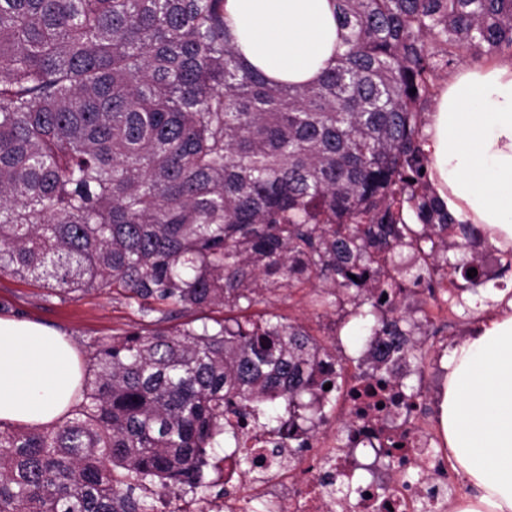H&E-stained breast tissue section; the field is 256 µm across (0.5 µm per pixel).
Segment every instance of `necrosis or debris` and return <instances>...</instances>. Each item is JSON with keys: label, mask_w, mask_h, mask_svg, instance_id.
I'll return each instance as SVG.
<instances>
[{"label": "necrosis or debris", "mask_w": 512, "mask_h": 512, "mask_svg": "<svg viewBox=\"0 0 512 512\" xmlns=\"http://www.w3.org/2000/svg\"><path fill=\"white\" fill-rule=\"evenodd\" d=\"M404 370V364L396 363L382 377L365 378L357 372L341 378L339 400L346 417L367 433L361 441L371 458L367 464L360 462L358 449L337 447L319 427L306 434L315 451L303 459L294 457L287 443L259 422L242 426L229 418L227 427L237 430L240 446L249 449L256 462L245 474L232 459H225L226 494L213 512H252L257 501L265 512H449L448 454L430 448L431 410L426 400H416L409 415L402 416L394 406L375 407L373 398L363 394L367 388L394 394ZM388 447L393 450L389 462L382 455ZM362 465L370 471L391 466L396 477L382 486L367 483L355 500L340 496V486L353 481ZM407 472L419 473V482H406Z\"/></svg>", "instance_id": "obj_1"}]
</instances>
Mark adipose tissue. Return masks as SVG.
<instances>
[{
    "label": "adipose tissue",
    "mask_w": 512,
    "mask_h": 512,
    "mask_svg": "<svg viewBox=\"0 0 512 512\" xmlns=\"http://www.w3.org/2000/svg\"><path fill=\"white\" fill-rule=\"evenodd\" d=\"M244 60L271 81L312 84L339 51L333 0H225ZM429 180L458 221L512 251V63L468 67L425 125ZM439 423L472 493L457 512H512V306L479 317L445 366ZM79 356L59 330L0 315V422L41 426L75 405Z\"/></svg>",
    "instance_id": "obj_1"
}]
</instances>
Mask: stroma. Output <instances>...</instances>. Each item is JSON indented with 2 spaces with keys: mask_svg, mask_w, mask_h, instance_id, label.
I'll return each mask as SVG.
<instances>
[{
  "mask_svg": "<svg viewBox=\"0 0 512 512\" xmlns=\"http://www.w3.org/2000/svg\"><path fill=\"white\" fill-rule=\"evenodd\" d=\"M482 260L496 276L476 289L466 290L463 296L445 300L426 299L416 320H429L427 332L416 335L424 359L407 382L419 389L423 398L436 399L441 383L439 353L445 343L467 336L474 318L482 310L497 308L502 299L512 298V255L503 256L492 250L483 253ZM310 285L284 289L270 302L255 305L250 314L260 317L273 312L287 320L299 322L327 348H334L336 329L341 314L336 308L317 309L311 303ZM0 314H17L45 325L61 329L70 336L81 362H88L102 340L127 331L140 329L145 319L136 306L128 304L120 294L109 290L92 291L73 299H60L31 278L0 275ZM224 451H210L204 468L205 485L197 493L184 495L185 512H197L204 502L224 496Z\"/></svg>",
  "mask_w": 512,
  "mask_h": 512,
  "instance_id": "1",
  "label": "stroma"
}]
</instances>
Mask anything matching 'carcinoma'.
<instances>
[{"label": "carcinoma", "instance_id": "carcinoma-1", "mask_svg": "<svg viewBox=\"0 0 512 512\" xmlns=\"http://www.w3.org/2000/svg\"><path fill=\"white\" fill-rule=\"evenodd\" d=\"M334 2L345 50L294 85L240 57L224 0H0V274L145 316L228 312L107 339L70 417L0 424V512H148L139 490L203 485L230 415L307 447L293 432L337 391L338 355L245 316L265 291L313 282L314 307L372 317L381 372L423 360L409 287L488 281L484 230L428 190L422 128L449 66L512 53V0ZM450 239L460 256L437 261ZM404 249L421 262L399 267ZM224 318V308L211 307L203 310L190 311L178 318L167 319L161 323L162 327L175 328L185 322H192L193 325L201 324L202 321H209V319H222ZM211 322V321H209Z\"/></svg>", "mask_w": 512, "mask_h": 512}]
</instances>
